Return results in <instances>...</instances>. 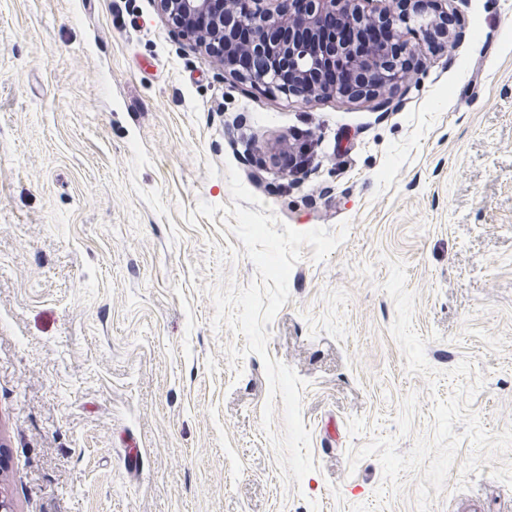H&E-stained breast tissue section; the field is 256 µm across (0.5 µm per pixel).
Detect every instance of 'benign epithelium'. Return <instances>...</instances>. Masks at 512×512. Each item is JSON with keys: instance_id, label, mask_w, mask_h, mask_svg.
<instances>
[{"instance_id": "1", "label": "benign epithelium", "mask_w": 512, "mask_h": 512, "mask_svg": "<svg viewBox=\"0 0 512 512\" xmlns=\"http://www.w3.org/2000/svg\"><path fill=\"white\" fill-rule=\"evenodd\" d=\"M365 0H156L174 32L194 41L242 80L305 102L324 96L373 98L410 80L406 54H419L422 40L443 32L441 18L417 0H389L380 11ZM337 16L340 35L324 20ZM381 27L388 42L368 41ZM263 57L261 73L240 70L237 57ZM272 162L302 158L304 149L282 136L267 144Z\"/></svg>"}]
</instances>
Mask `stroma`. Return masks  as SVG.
Wrapping results in <instances>:
<instances>
[{
	"label": "stroma",
	"instance_id": "1",
	"mask_svg": "<svg viewBox=\"0 0 512 512\" xmlns=\"http://www.w3.org/2000/svg\"><path fill=\"white\" fill-rule=\"evenodd\" d=\"M378 99L252 87L154 0H0V497L13 512H512V0ZM306 144L291 178L257 151ZM299 231L267 351L315 468L212 292L257 271L227 167ZM197 217L189 226V217ZM274 405L271 432L261 426ZM139 449L137 471L124 451Z\"/></svg>",
	"mask_w": 512,
	"mask_h": 512
}]
</instances>
